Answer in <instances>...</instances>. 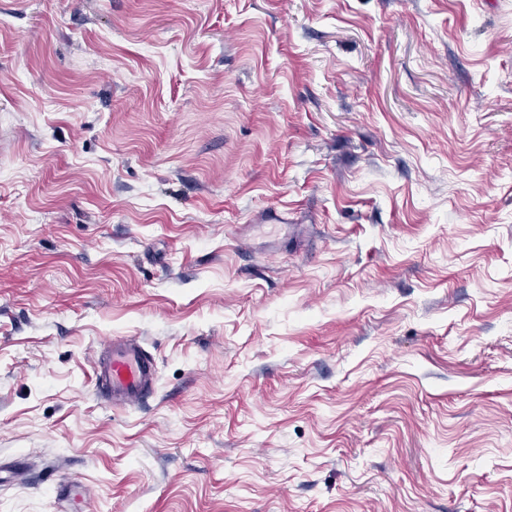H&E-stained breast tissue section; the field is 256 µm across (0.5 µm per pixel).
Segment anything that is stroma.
<instances>
[{
  "mask_svg": "<svg viewBox=\"0 0 512 512\" xmlns=\"http://www.w3.org/2000/svg\"><path fill=\"white\" fill-rule=\"evenodd\" d=\"M21 456L0 512H512V0H0ZM95 373L101 397L113 407L138 408L154 393L156 364L133 336L105 341Z\"/></svg>",
  "mask_w": 512,
  "mask_h": 512,
  "instance_id": "1",
  "label": "stroma"
}]
</instances>
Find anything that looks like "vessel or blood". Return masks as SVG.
<instances>
[{
    "instance_id": "b4317fda",
    "label": "vessel or blood",
    "mask_w": 512,
    "mask_h": 512,
    "mask_svg": "<svg viewBox=\"0 0 512 512\" xmlns=\"http://www.w3.org/2000/svg\"><path fill=\"white\" fill-rule=\"evenodd\" d=\"M95 373L101 397L120 408L143 405L153 394L157 377L152 355L132 336L105 341Z\"/></svg>"
}]
</instances>
